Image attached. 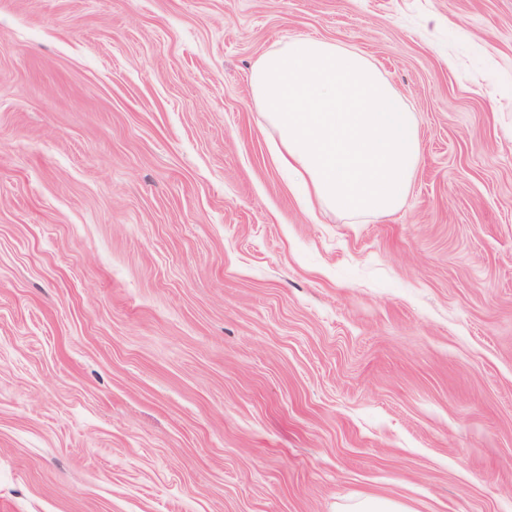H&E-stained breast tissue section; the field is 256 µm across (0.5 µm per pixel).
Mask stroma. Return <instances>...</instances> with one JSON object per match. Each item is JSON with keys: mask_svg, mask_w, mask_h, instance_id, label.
<instances>
[{"mask_svg": "<svg viewBox=\"0 0 512 512\" xmlns=\"http://www.w3.org/2000/svg\"><path fill=\"white\" fill-rule=\"evenodd\" d=\"M366 58L402 207L309 206L250 76ZM512 512V0H0V512Z\"/></svg>", "mask_w": 512, "mask_h": 512, "instance_id": "1", "label": "stroma"}]
</instances>
